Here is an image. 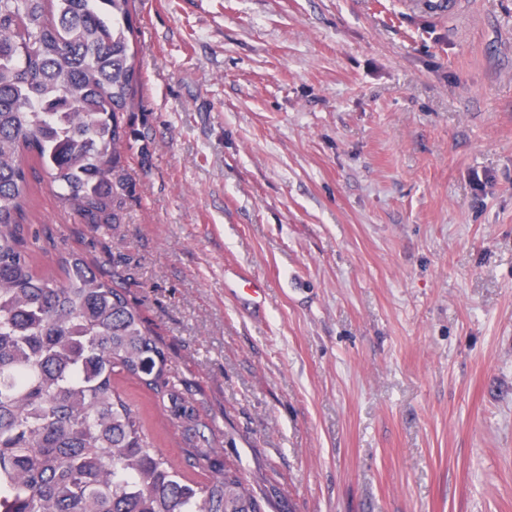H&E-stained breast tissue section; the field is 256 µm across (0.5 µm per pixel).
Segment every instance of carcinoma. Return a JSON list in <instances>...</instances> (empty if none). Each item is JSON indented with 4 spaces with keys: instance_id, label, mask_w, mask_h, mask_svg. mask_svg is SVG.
<instances>
[{
    "instance_id": "cac0c4a2",
    "label": "carcinoma",
    "mask_w": 512,
    "mask_h": 512,
    "mask_svg": "<svg viewBox=\"0 0 512 512\" xmlns=\"http://www.w3.org/2000/svg\"><path fill=\"white\" fill-rule=\"evenodd\" d=\"M135 0H0V512H267L199 430L141 305L36 224L25 156L80 224L119 223L132 190L124 114L139 104ZM135 379L180 432L199 485L157 447L116 377Z\"/></svg>"
}]
</instances>
